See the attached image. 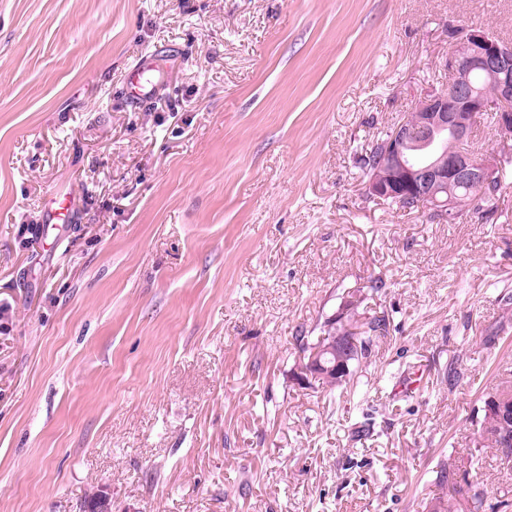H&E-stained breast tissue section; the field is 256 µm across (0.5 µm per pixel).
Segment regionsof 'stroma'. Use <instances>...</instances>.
Listing matches in <instances>:
<instances>
[{
    "label": "stroma",
    "instance_id": "stroma-1",
    "mask_svg": "<svg viewBox=\"0 0 512 512\" xmlns=\"http://www.w3.org/2000/svg\"><path fill=\"white\" fill-rule=\"evenodd\" d=\"M452 22L512 42V0H0V512L99 486L112 512L447 497L512 380V185L494 222L477 200L432 222L369 197L356 157L447 88ZM60 188L73 220L37 238ZM355 296L357 325L389 321L370 364L298 384V330ZM482 455L463 510L501 512L512 466ZM156 69L151 56L142 57L131 69L125 94L131 104L139 105L152 102L158 97V85L145 75Z\"/></svg>",
    "mask_w": 512,
    "mask_h": 512
}]
</instances>
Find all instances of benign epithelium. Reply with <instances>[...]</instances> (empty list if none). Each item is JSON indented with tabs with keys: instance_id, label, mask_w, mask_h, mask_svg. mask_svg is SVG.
I'll return each instance as SVG.
<instances>
[{
	"instance_id": "benign-epithelium-1",
	"label": "benign epithelium",
	"mask_w": 512,
	"mask_h": 512,
	"mask_svg": "<svg viewBox=\"0 0 512 512\" xmlns=\"http://www.w3.org/2000/svg\"><path fill=\"white\" fill-rule=\"evenodd\" d=\"M448 40L452 51L445 66L454 73L466 67L480 70L495 82L492 98L470 88H456L448 93H433L425 98L420 111L429 113L423 130L430 133L436 129L451 131L457 140L463 141L470 126L484 112L497 114L500 137L497 151L489 155L457 152L425 164L416 162L409 152L410 143L417 137L419 128L401 121L390 131L386 146V157L392 176L387 182L370 180L366 184L367 194L373 197L399 196L429 201L433 206L446 210L451 207L447 200L437 198V189L442 184H467L485 189L493 186L503 160L512 155V47L500 42L485 28L477 25H462L460 32L448 26ZM355 341L347 331H332L321 337V345L313 349L308 360L301 361L296 379L305 385L319 377L327 379L350 377L349 365L355 357Z\"/></svg>"
}]
</instances>
